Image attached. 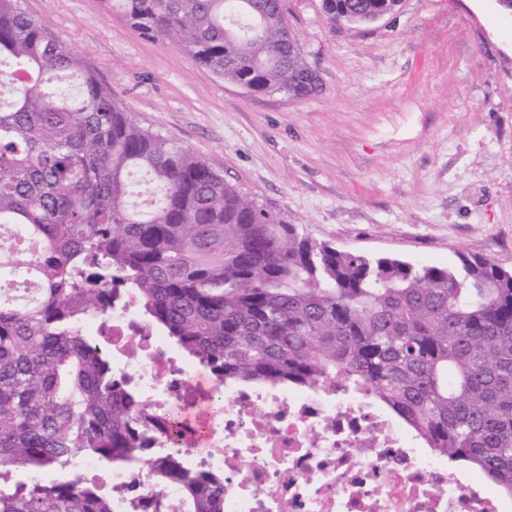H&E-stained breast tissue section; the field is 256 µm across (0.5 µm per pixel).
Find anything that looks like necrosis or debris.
<instances>
[{
	"instance_id": "1",
	"label": "necrosis or debris",
	"mask_w": 512,
	"mask_h": 512,
	"mask_svg": "<svg viewBox=\"0 0 512 512\" xmlns=\"http://www.w3.org/2000/svg\"><path fill=\"white\" fill-rule=\"evenodd\" d=\"M80 335H105L112 371L127 378L142 417L160 433L166 411L191 408L196 395L218 396L207 416L205 445L189 453L192 472L224 477V512H512V493L448 467L418 434L367 390L329 381L310 388L198 387V373L140 318L133 293L102 323L93 312ZM58 478L88 480L112 495V512L180 499L178 484L157 486L150 466L107 469L91 456L67 464Z\"/></svg>"
}]
</instances>
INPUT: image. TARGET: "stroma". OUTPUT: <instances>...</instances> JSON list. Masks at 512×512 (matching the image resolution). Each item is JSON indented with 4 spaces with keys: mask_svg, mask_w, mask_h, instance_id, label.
I'll return each instance as SVG.
<instances>
[{
    "mask_svg": "<svg viewBox=\"0 0 512 512\" xmlns=\"http://www.w3.org/2000/svg\"><path fill=\"white\" fill-rule=\"evenodd\" d=\"M143 126L342 250L512 270V13L498 0H401L369 26L322 0L286 20L322 83L254 95L154 42L102 0H21Z\"/></svg>",
    "mask_w": 512,
    "mask_h": 512,
    "instance_id": "stroma-1",
    "label": "stroma"
}]
</instances>
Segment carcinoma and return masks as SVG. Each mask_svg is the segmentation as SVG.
Wrapping results in <instances>:
<instances>
[{"instance_id":"carcinoma-1","label":"carcinoma","mask_w":512,"mask_h":512,"mask_svg":"<svg viewBox=\"0 0 512 512\" xmlns=\"http://www.w3.org/2000/svg\"><path fill=\"white\" fill-rule=\"evenodd\" d=\"M139 33L171 42L253 94L320 90L285 20V0H104ZM400 0H322L331 24L367 26ZM0 225L40 242L0 250V469L34 474L80 456L144 465L140 400L112 380L103 339L112 282L209 378L241 385H361L423 438L512 491V271L339 250L141 126L85 57L0 0ZM77 84L72 92L63 80ZM31 270L39 299L6 295ZM155 483L163 512H224V482L186 470L195 438L165 417ZM0 512H112L89 483L29 478Z\"/></svg>"}]
</instances>
